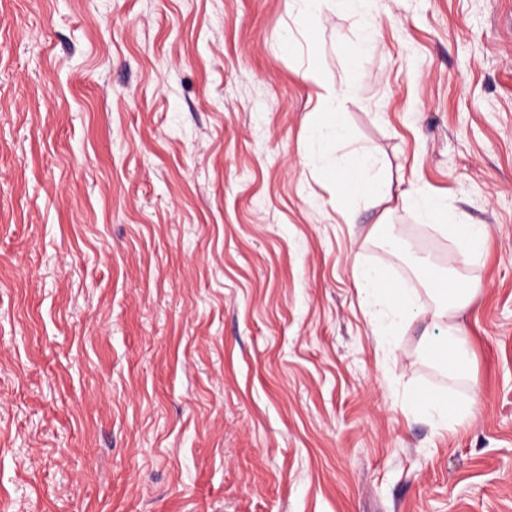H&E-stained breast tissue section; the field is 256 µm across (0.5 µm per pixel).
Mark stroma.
<instances>
[{"label":"stroma","mask_w":512,"mask_h":512,"mask_svg":"<svg viewBox=\"0 0 512 512\" xmlns=\"http://www.w3.org/2000/svg\"><path fill=\"white\" fill-rule=\"evenodd\" d=\"M321 67L354 83L306 166ZM386 218L398 243L371 232ZM484 224L457 317L445 271ZM418 289L380 345L355 264ZM426 389L470 413L441 426ZM0 512H512V0H373L308 34L287 0H0ZM318 160L325 178L336 185L337 203L342 210L346 209L348 195L392 199L390 184L375 178L376 160L370 153L364 150L353 153L341 169L328 156L321 155ZM403 201L414 200L421 218L429 224H439L444 218L443 206L434 196L417 187L412 192L403 191L400 194ZM452 232L457 240L464 246L469 259L478 258L483 250L488 229L483 224H454ZM451 281H448L447 288H433L432 293L439 304V310L432 317L445 316L448 318V336L457 335L458 324L452 322L456 314L463 308L465 302L476 298L479 288L468 284V288H455Z\"/></svg>","instance_id":"stroma-1"}]
</instances>
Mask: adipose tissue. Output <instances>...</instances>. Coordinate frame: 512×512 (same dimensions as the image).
<instances>
[{
	"label": "adipose tissue",
	"mask_w": 512,
	"mask_h": 512,
	"mask_svg": "<svg viewBox=\"0 0 512 512\" xmlns=\"http://www.w3.org/2000/svg\"><path fill=\"white\" fill-rule=\"evenodd\" d=\"M303 77L319 89L317 109L306 128L308 142L320 145L345 140L347 126L342 104L353 93V85L338 86L327 81L317 66L309 67ZM319 163L325 178L336 187L339 207H346L347 199L351 196L387 198L391 195L390 184L376 180L373 173L376 160L366 151L353 153L346 166L341 168L324 155L320 156ZM356 282L368 297L384 303L386 310L375 324L373 332L383 342H392L397 327L407 321L418 308L414 289L401 287L388 277L384 268L373 266L357 267Z\"/></svg>",
	"instance_id": "1"
}]
</instances>
